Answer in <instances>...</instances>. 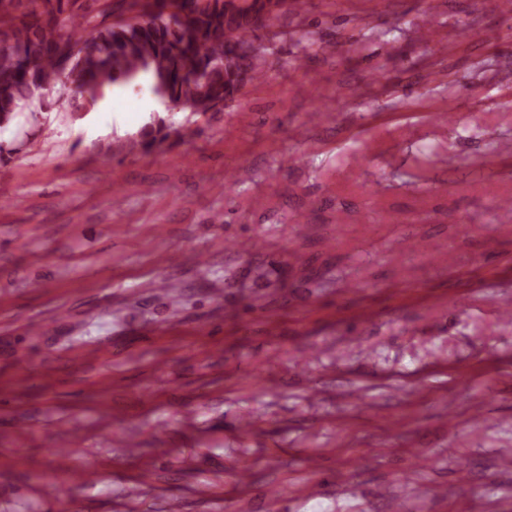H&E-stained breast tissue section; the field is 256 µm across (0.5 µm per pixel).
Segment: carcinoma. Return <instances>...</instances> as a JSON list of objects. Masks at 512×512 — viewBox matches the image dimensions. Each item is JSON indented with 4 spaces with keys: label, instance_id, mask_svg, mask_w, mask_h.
<instances>
[{
    "label": "carcinoma",
    "instance_id": "carcinoma-1",
    "mask_svg": "<svg viewBox=\"0 0 512 512\" xmlns=\"http://www.w3.org/2000/svg\"><path fill=\"white\" fill-rule=\"evenodd\" d=\"M98 0H0V127L33 105L72 116L92 111L108 87L144 84L162 103L201 113L264 75L255 46L282 0H153L124 22ZM57 92L55 101L45 100ZM164 122L141 133L149 150Z\"/></svg>",
    "mask_w": 512,
    "mask_h": 512
}]
</instances>
